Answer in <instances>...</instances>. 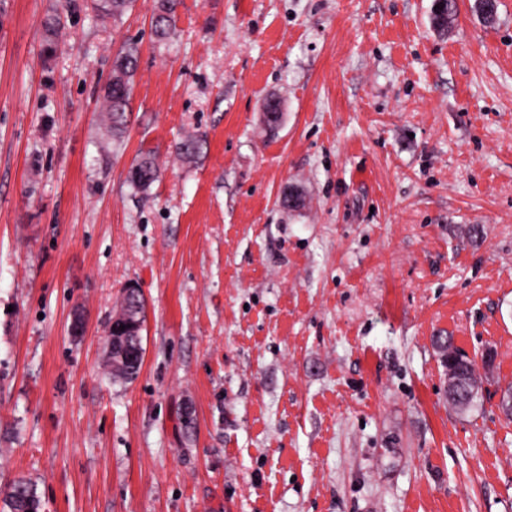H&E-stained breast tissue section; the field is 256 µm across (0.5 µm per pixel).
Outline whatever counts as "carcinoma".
<instances>
[{"instance_id": "1", "label": "carcinoma", "mask_w": 512, "mask_h": 512, "mask_svg": "<svg viewBox=\"0 0 512 512\" xmlns=\"http://www.w3.org/2000/svg\"><path fill=\"white\" fill-rule=\"evenodd\" d=\"M179 4L180 0H159L152 25L157 41L162 42L169 38L175 27ZM130 5L131 0H90L91 9L97 15L117 17ZM138 56V44L134 41L125 43L115 55L112 76L104 88V108L110 116L114 136L120 134L125 127ZM157 173L155 158L147 153L132 163L127 180L134 189L146 191L156 180ZM433 342L441 357L445 374L448 375V405L460 413H467L483 397V378L478 372V366L488 369L490 365L485 361L479 364L462 352L454 345L451 336L439 335L434 337ZM109 366L112 377L121 380L133 379L140 370L138 364H119L114 359ZM3 508L7 512H40L42 502L36 486L26 479L15 481L3 498Z\"/></svg>"}]
</instances>
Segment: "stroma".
Instances as JSON below:
<instances>
[{"label":"stroma","instance_id":"1","mask_svg":"<svg viewBox=\"0 0 512 512\" xmlns=\"http://www.w3.org/2000/svg\"><path fill=\"white\" fill-rule=\"evenodd\" d=\"M85 3L0 0V492L32 480L43 512H512V0L492 25L458 0L444 33L434 0H180L163 43L156 0L105 21ZM130 40L116 140L100 102ZM130 286L144 356L122 382L107 333ZM440 332L497 353L469 413ZM158 167L155 158L144 154L132 163L127 180L130 185L139 191H147L157 178Z\"/></svg>","mask_w":512,"mask_h":512}]
</instances>
